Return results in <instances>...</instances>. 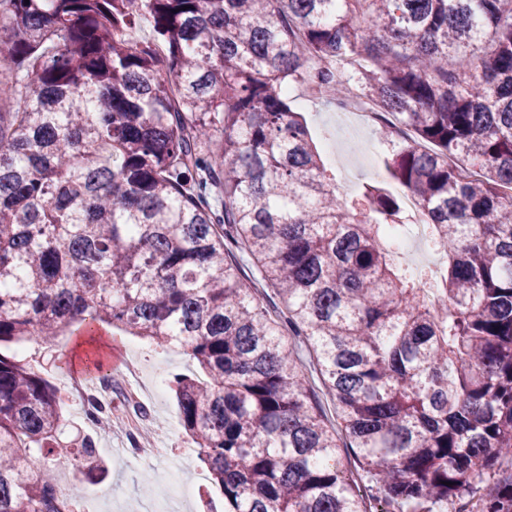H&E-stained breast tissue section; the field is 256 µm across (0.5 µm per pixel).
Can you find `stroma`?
<instances>
[{
  "label": "stroma",
  "instance_id": "stroma-1",
  "mask_svg": "<svg viewBox=\"0 0 512 512\" xmlns=\"http://www.w3.org/2000/svg\"><path fill=\"white\" fill-rule=\"evenodd\" d=\"M291 95L314 143L323 151L326 169L335 174L336 190L343 199L359 200L368 184H378L391 193H399V184L389 177L384 166V157L391 145L381 138L379 127L361 125L351 116L341 117L336 107L309 97L306 85H293ZM13 352L19 359L34 357L42 362L62 400L67 418L63 438L67 441L78 439L86 432L83 403L68 390L72 382L94 385V373L85 366L86 357L96 358L115 376L129 359H137L141 383L147 389L151 388L155 377L168 380L173 374L195 371L193 363L181 352L158 347L107 325L90 337L69 334L60 337L51 348L27 342L15 346ZM145 409L151 418L167 422V455L154 460L147 468L127 464L117 453V442L104 433H94L99 455L109 463L110 470L102 478H78L76 512H128L133 502L138 504L140 512H150L154 500L165 493L157 479L158 472L168 466L175 468L184 464L190 471L202 475L188 505L190 512H224V495L206 476L207 468L198 459L180 423L172 390L164 389L158 398L149 399Z\"/></svg>",
  "mask_w": 512,
  "mask_h": 512
}]
</instances>
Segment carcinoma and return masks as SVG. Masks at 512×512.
<instances>
[{"instance_id":"cac0c4a2","label":"carcinoma","mask_w":512,"mask_h":512,"mask_svg":"<svg viewBox=\"0 0 512 512\" xmlns=\"http://www.w3.org/2000/svg\"><path fill=\"white\" fill-rule=\"evenodd\" d=\"M292 82L410 129L387 168L448 258L440 310L384 245L401 199L336 195ZM509 189L512 0H0V348L102 324L181 347L224 512H512ZM65 426L0 352V512H66L37 476ZM66 454L107 473L89 437Z\"/></svg>"}]
</instances>
